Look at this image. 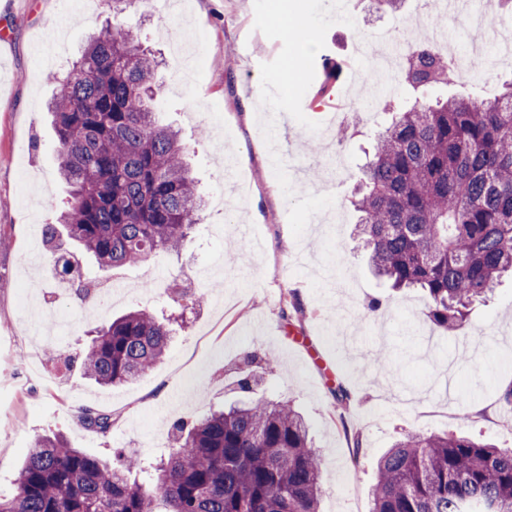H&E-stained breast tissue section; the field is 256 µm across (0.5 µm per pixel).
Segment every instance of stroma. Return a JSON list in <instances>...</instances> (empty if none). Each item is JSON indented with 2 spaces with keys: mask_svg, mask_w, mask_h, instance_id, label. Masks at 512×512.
Returning a JSON list of instances; mask_svg holds the SVG:
<instances>
[{
  "mask_svg": "<svg viewBox=\"0 0 512 512\" xmlns=\"http://www.w3.org/2000/svg\"><path fill=\"white\" fill-rule=\"evenodd\" d=\"M418 2L379 11L372 0H159L149 18L128 8L129 26L160 60L165 92L154 111L191 143L200 192L223 194L231 208L204 210L179 252L113 271L125 292L104 308L72 292L59 299L65 283L50 262L31 268L25 258L44 249L35 225L53 223L66 201L45 111L56 88L39 63L68 68L112 11L95 0H0V31L11 38L0 50V491H12L42 435L92 455L156 459L174 447V422L252 394L292 401L307 419L323 459L321 512H371L376 460L403 434L464 431L512 448V415L499 407L512 383V278L472 307L463 331L431 328L427 297L387 288L351 238L349 199L380 113L338 120L311 104L325 55L345 63L337 89L366 87L373 26L396 22L400 44L437 25L465 40L467 14L449 19ZM280 9L310 41L287 35ZM502 34L483 31L496 53L478 55L481 76L455 78L434 97L498 96L512 80ZM343 127L356 130L351 142H341ZM175 277L198 280L202 306L165 295ZM292 299L299 311H286ZM132 309L169 319V352L133 384L98 386L81 355ZM270 357L274 371L259 366L254 392L241 391L248 359ZM339 387L347 404L333 397ZM86 408L111 414L108 433L81 423Z\"/></svg>",
  "mask_w": 512,
  "mask_h": 512,
  "instance_id": "stroma-1",
  "label": "stroma"
}]
</instances>
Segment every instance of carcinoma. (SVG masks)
Listing matches in <instances>:
<instances>
[{
  "label": "carcinoma",
  "mask_w": 512,
  "mask_h": 512,
  "mask_svg": "<svg viewBox=\"0 0 512 512\" xmlns=\"http://www.w3.org/2000/svg\"><path fill=\"white\" fill-rule=\"evenodd\" d=\"M112 23L91 35L71 67L49 80L48 105L67 205L42 226L54 271L82 288L80 253L102 272L176 249L199 223L201 197L188 146L159 124V62L119 16L137 0H109ZM317 95L342 66L326 55ZM455 62L410 43L394 79L409 104L382 91L384 127L351 203L375 274L419 289L427 319L459 331L472 305L512 274V81L502 96L432 100ZM68 241L82 249L63 247ZM165 319L136 309L102 328L81 358L102 386L132 383L168 353ZM102 434L112 416L88 409ZM177 446L148 461L103 460L61 436L37 440L0 512H319L321 459L290 404L250 400L174 424ZM372 512H512V448L464 433L401 436L377 462Z\"/></svg>",
  "instance_id": "cac0c4a2"
}]
</instances>
